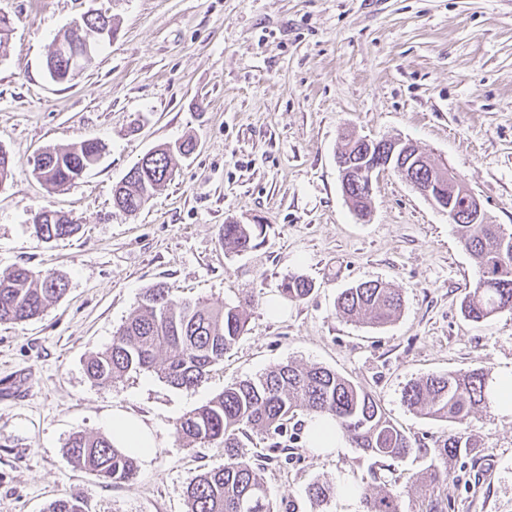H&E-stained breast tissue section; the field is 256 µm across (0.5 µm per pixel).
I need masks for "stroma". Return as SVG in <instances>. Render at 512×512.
Returning a JSON list of instances; mask_svg holds the SVG:
<instances>
[{
	"label": "stroma",
	"mask_w": 512,
	"mask_h": 512,
	"mask_svg": "<svg viewBox=\"0 0 512 512\" xmlns=\"http://www.w3.org/2000/svg\"><path fill=\"white\" fill-rule=\"evenodd\" d=\"M93 9L117 19L114 39L72 83L52 81L54 36ZM0 14L13 22L0 46V147L14 166L0 183V271L68 282L39 318L0 324V512H43L76 491L89 512H187L189 483L224 452L187 445L176 421L288 362L366 388L418 452L392 461L312 448L297 415L287 458L268 459L258 437L243 450L265 461L280 507L345 512V489L384 484L401 512H512V415L486 406L460 425L403 400L425 374L512 368V312L464 318L477 267L447 215L388 172L360 221L336 165L348 130L412 140L512 231V0H0ZM187 137L196 148L165 187L137 213L114 208L113 186L140 157ZM87 138L106 152L80 183L53 191L35 177L38 153ZM45 207L77 219L79 233L36 238L32 217ZM231 220L263 224L262 245L225 253L219 230ZM293 274L314 283L300 302L279 292ZM376 279L403 294L394 322L338 314L341 291ZM159 283L243 306L244 334L192 389L148 371L93 382L87 359ZM116 413L138 417L156 451L133 481L104 486L63 449L77 432L111 434ZM455 433L467 453L446 483L420 487L431 449ZM316 480L334 489L321 508L307 496Z\"/></svg>",
	"instance_id": "obj_1"
}]
</instances>
